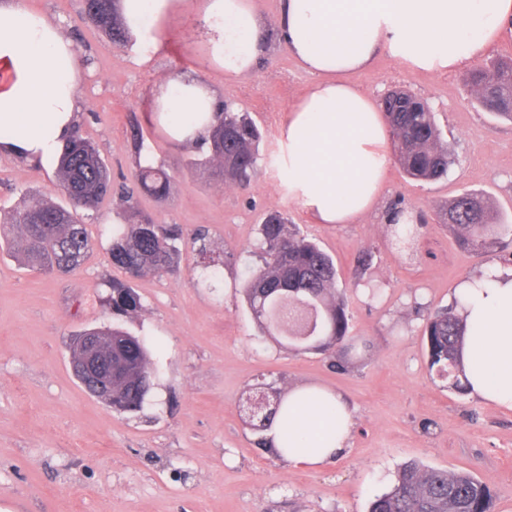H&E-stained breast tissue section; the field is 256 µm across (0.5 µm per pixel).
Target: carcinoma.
Segmentation results:
<instances>
[{"mask_svg": "<svg viewBox=\"0 0 512 512\" xmlns=\"http://www.w3.org/2000/svg\"><path fill=\"white\" fill-rule=\"evenodd\" d=\"M89 22L117 46L127 45L132 36L123 24L115 0H84ZM475 88L478 104L498 118L512 121V111L494 105L512 98V60H499L490 67L476 68L467 78ZM391 111L386 118L393 136L394 154L411 179L429 182L448 175L454 162L451 147L442 138L435 115L420 97L402 96L396 101L384 97ZM263 133L247 112L226 106L219 110L217 123L207 142L209 156L194 166L207 167L210 175L238 188L251 185L260 159ZM58 187L65 203L36 199L23 208L0 215V241L21 255L27 266L47 275L68 274L81 265L90 246L85 220L100 200L112 192L110 172L92 143L77 134L60 156L56 166ZM140 187L162 199L170 175L151 163L137 165ZM124 223L112 225L109 257L112 265L129 275L128 282L108 285L107 302L113 318L130 316L142 308L131 280L147 272L173 273L180 254L181 233L175 226L157 224L140 214L134 193L123 191ZM440 217L457 232L460 245L474 251H489L512 244V223L503 220L475 192L463 193L440 211ZM21 229L16 238L6 230ZM418 228L411 224L392 225L395 245L404 248L415 240ZM243 280V291L251 315L266 336H282L278 309L294 303L314 318L312 340L315 350L329 352L348 339L347 304L337 287L333 259L317 243L302 236L288 216L267 214L259 227V241ZM201 283L213 277L219 259L200 249ZM465 323L453 308L440 309L426 319L423 337L429 367L444 374L459 369L458 350ZM112 336L116 348H124L134 373L153 375L151 350L146 339L120 324L86 330ZM307 328L284 335L288 343L301 348ZM134 378H112V409L119 412L142 408L146 397L133 386ZM272 411L254 427L267 431L283 408V395L270 402ZM368 512H492V491L467 472L427 469L415 463L401 467L396 482L370 502Z\"/></svg>", "mask_w": 512, "mask_h": 512, "instance_id": "carcinoma-1", "label": "carcinoma"}]
</instances>
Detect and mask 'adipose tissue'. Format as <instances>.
Instances as JSON below:
<instances>
[{"label":"adipose tissue","mask_w":512,"mask_h":512,"mask_svg":"<svg viewBox=\"0 0 512 512\" xmlns=\"http://www.w3.org/2000/svg\"><path fill=\"white\" fill-rule=\"evenodd\" d=\"M199 15L208 65L250 73L267 26L252 0H121L134 37L158 33L172 15ZM512 27V0H281L278 36L314 82L290 109L288 186L318 224H352L373 209L390 163V128L377 100L350 83L382 51L444 73L481 57ZM82 71L73 41L49 15L0 0V153L27 162L60 157L76 130ZM206 80L173 77L154 92L152 122L169 143L195 145L216 122ZM466 324L460 367L470 394L512 410V267L496 263L457 287ZM301 446L288 461L316 468L342 456L354 429L341 394L303 387L288 395V424Z\"/></svg>","instance_id":"adipose-tissue-1"}]
</instances>
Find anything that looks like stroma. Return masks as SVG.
Masks as SVG:
<instances>
[{
    "mask_svg": "<svg viewBox=\"0 0 512 512\" xmlns=\"http://www.w3.org/2000/svg\"><path fill=\"white\" fill-rule=\"evenodd\" d=\"M23 2L53 16L78 49L79 133L128 188L137 186L139 154L169 171L167 196L139 192V207L156 223L179 225L186 242L176 272L133 282L142 308L125 326L146 338L156 371L143 408L124 413L88 393L70 364L76 334L111 322L107 284L125 277L107 251L118 198L87 219L91 248L74 272L41 274L0 251V512H366L407 462L471 473L490 487L493 512H512V410L449 388L430 369L422 338L428 313L451 305L462 279L491 263L512 266V249L465 250L437 216L475 191L512 219V122L478 106L465 69L434 73L383 53L352 75L375 98L403 88L426 100L455 162L434 183L390 163L378 205L358 223L316 224L288 192L282 130L314 78L278 39L280 0H254L268 48L235 79L208 67L196 17L178 16L156 40L119 48L83 21V0ZM173 76L204 77L220 102L262 126L249 190L203 175L193 166L201 148H173L151 123L153 92ZM41 197L62 198L55 163L0 154V209ZM395 204L423 218L409 254L392 246L383 221ZM272 211L336 263L352 324L346 370L260 335L251 318L243 272ZM199 232L221 260L211 288L191 280ZM261 380L283 392L314 385L342 394L355 420L348 454L307 469L259 448L242 399Z\"/></svg>",
    "mask_w": 512,
    "mask_h": 512,
    "instance_id": "stroma-1",
    "label": "stroma"
}]
</instances>
